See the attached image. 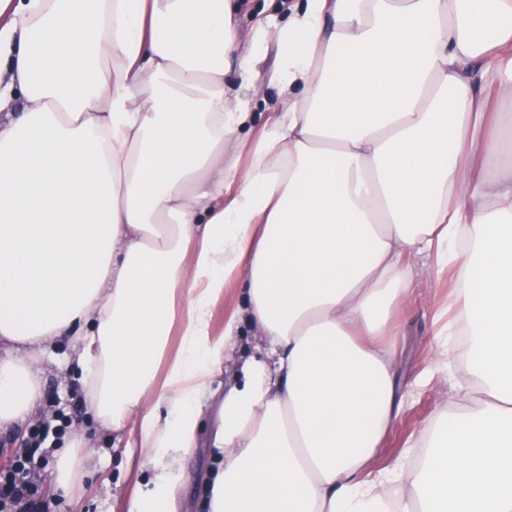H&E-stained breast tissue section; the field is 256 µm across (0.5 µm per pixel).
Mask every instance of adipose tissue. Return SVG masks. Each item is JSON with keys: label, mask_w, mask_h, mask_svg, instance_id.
I'll use <instances>...</instances> for the list:
<instances>
[{"label": "adipose tissue", "mask_w": 512, "mask_h": 512, "mask_svg": "<svg viewBox=\"0 0 512 512\" xmlns=\"http://www.w3.org/2000/svg\"><path fill=\"white\" fill-rule=\"evenodd\" d=\"M253 27L282 49L261 125L232 0H0V428L76 342L90 411L165 460L130 512H169L249 328L271 358L224 392L206 512H512V0H301ZM422 258L458 287L415 386L459 320L474 379L420 466L374 474Z\"/></svg>", "instance_id": "1"}]
</instances>
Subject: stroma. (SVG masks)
<instances>
[{
    "instance_id": "1",
    "label": "stroma",
    "mask_w": 512,
    "mask_h": 512,
    "mask_svg": "<svg viewBox=\"0 0 512 512\" xmlns=\"http://www.w3.org/2000/svg\"><path fill=\"white\" fill-rule=\"evenodd\" d=\"M294 3L295 0H241L243 44L252 42L253 14L261 12L280 23ZM451 288L449 280H437L429 261L419 263L412 306L398 319L402 331L399 374L404 385H411L429 364L435 333L432 312ZM239 368V363L227 364L211 382L213 396L200 418L195 444L183 455L178 469L176 512H202L203 487L215 468L213 442L221 425L224 389ZM471 376V358L468 353L459 352L451 360L447 373L435 375L420 395L405 402L375 451L372 470L399 464L416 465L421 451L414 448V441L430 435L438 417H453L457 411V384ZM41 377V398L34 417L10 430H0V458L10 459L12 448L45 421L64 414L72 416L68 436L89 442L95 452L85 461L83 477L72 497L59 503L57 512H129L132 500L145 490L149 477L141 448L128 447L123 441L114 442L111 429L88 415L79 376L66 365L57 361L43 363Z\"/></svg>"
}]
</instances>
